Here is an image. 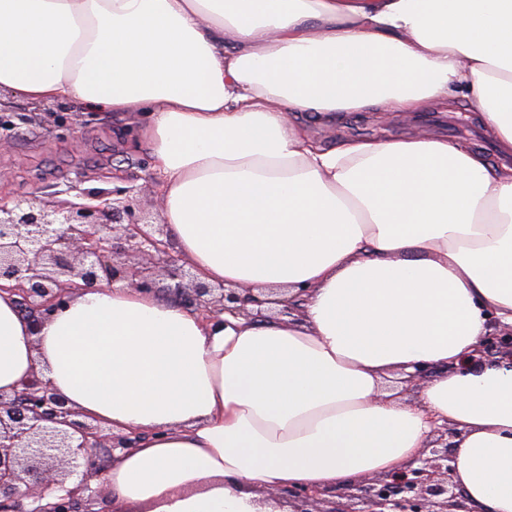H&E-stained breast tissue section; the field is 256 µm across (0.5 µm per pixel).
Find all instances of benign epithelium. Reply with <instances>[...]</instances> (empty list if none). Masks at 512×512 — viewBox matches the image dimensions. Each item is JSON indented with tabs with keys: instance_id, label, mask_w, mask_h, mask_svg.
<instances>
[{
	"instance_id": "obj_1",
	"label": "benign epithelium",
	"mask_w": 512,
	"mask_h": 512,
	"mask_svg": "<svg viewBox=\"0 0 512 512\" xmlns=\"http://www.w3.org/2000/svg\"><path fill=\"white\" fill-rule=\"evenodd\" d=\"M13 112L0 113V148L15 128ZM132 190L80 194V201L53 202L36 196L0 197V280L15 282L10 292L32 322L66 301L80 279L88 288H132L163 293L208 318L222 313L263 316L247 305L250 292L213 285L197 275L173 250L163 229L151 224L135 207ZM512 357V328L487 338L482 353ZM78 413L46 383L34 378L11 395L0 393V508L14 499H42L53 473L67 474L90 462L96 448H129L132 440L115 436L98 424L76 419ZM70 430H63L61 426ZM428 442L416 463L372 480L351 506L331 512H470L454 481L456 433L443 427ZM78 483L55 503L35 512H74ZM328 490L291 492L299 512H316Z\"/></svg>"
}]
</instances>
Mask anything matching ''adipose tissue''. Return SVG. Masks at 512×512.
I'll list each match as a JSON object with an SVG mask.
<instances>
[{"mask_svg":"<svg viewBox=\"0 0 512 512\" xmlns=\"http://www.w3.org/2000/svg\"><path fill=\"white\" fill-rule=\"evenodd\" d=\"M463 98L512 156V0H0V108L128 117L199 279L301 295L208 321L114 284L39 325L0 292V393L39 375L135 435L96 482L112 512H288L456 431L472 512H512V167L447 137L323 147L304 119ZM416 403L387 388L420 367Z\"/></svg>","mask_w":512,"mask_h":512,"instance_id":"adipose-tissue-1","label":"adipose tissue"}]
</instances>
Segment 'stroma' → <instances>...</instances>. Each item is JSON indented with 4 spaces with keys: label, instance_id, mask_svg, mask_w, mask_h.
<instances>
[{
    "label": "stroma",
    "instance_id": "1",
    "mask_svg": "<svg viewBox=\"0 0 512 512\" xmlns=\"http://www.w3.org/2000/svg\"><path fill=\"white\" fill-rule=\"evenodd\" d=\"M15 110L26 119L11 142L0 148V195L34 192L55 201L73 198L81 190L131 187L140 210H158L150 153L145 146H131L124 121L82 111L74 104L19 103ZM58 114L68 118V125L55 122ZM420 131L466 140L485 154L489 166H512V157L495 151L490 135L462 105L452 110L432 105L392 122L382 112H349L335 126L310 129L328 147L348 136L383 140Z\"/></svg>",
    "mask_w": 512,
    "mask_h": 512
}]
</instances>
